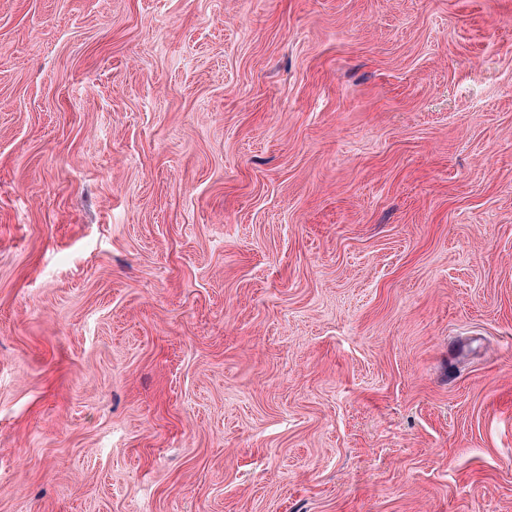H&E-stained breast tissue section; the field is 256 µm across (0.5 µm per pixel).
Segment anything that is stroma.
Here are the masks:
<instances>
[{"label": "stroma", "mask_w": 512, "mask_h": 512, "mask_svg": "<svg viewBox=\"0 0 512 512\" xmlns=\"http://www.w3.org/2000/svg\"><path fill=\"white\" fill-rule=\"evenodd\" d=\"M0 512H512V0H0Z\"/></svg>", "instance_id": "stroma-1"}]
</instances>
